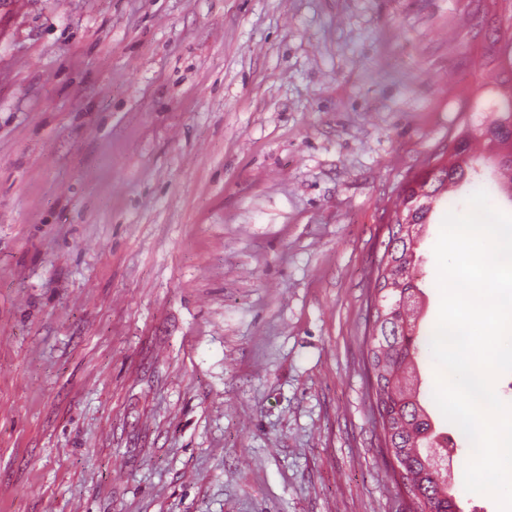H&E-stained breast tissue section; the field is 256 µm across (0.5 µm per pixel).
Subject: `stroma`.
<instances>
[{"mask_svg":"<svg viewBox=\"0 0 512 512\" xmlns=\"http://www.w3.org/2000/svg\"><path fill=\"white\" fill-rule=\"evenodd\" d=\"M511 27L512 0L1 7L0 512H408L371 271L407 179L512 98ZM419 367L458 496L498 512Z\"/></svg>","mask_w":512,"mask_h":512,"instance_id":"1","label":"stroma"}]
</instances>
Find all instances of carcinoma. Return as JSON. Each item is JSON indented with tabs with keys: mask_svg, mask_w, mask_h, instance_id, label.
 Listing matches in <instances>:
<instances>
[{
	"mask_svg": "<svg viewBox=\"0 0 512 512\" xmlns=\"http://www.w3.org/2000/svg\"><path fill=\"white\" fill-rule=\"evenodd\" d=\"M503 112L492 120L480 135L497 146L498 166L502 180L500 192L512 201V131L504 129ZM473 131L463 128L455 136L458 147L437 156L439 172H423L402 189V210L392 223L399 237L385 247L387 256L383 273L376 281L390 284L387 294L407 297V304L397 317L389 311L373 315L368 325L366 360L368 372L374 374L377 387L372 391L371 410L387 453L403 464L409 491L413 494L414 512H459V499L448 488V438H440L431 417L420 400L417 358L423 344L412 321L418 308L421 290L415 283L414 271L420 263L416 244L429 223L436 206L448 197L449 188L466 185L482 176L481 157L472 152Z\"/></svg>",
	"mask_w": 512,
	"mask_h": 512,
	"instance_id": "cac0c4a2",
	"label": "carcinoma"
}]
</instances>
